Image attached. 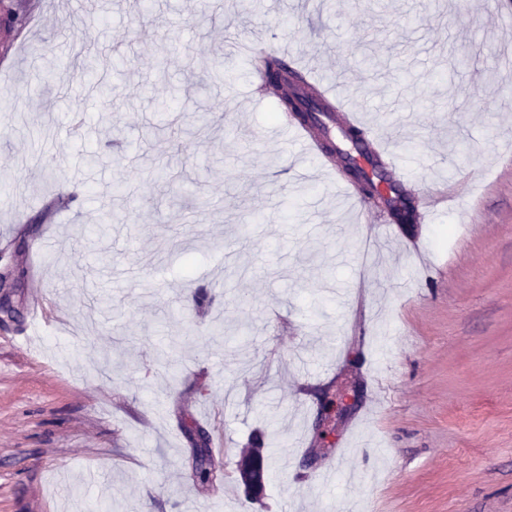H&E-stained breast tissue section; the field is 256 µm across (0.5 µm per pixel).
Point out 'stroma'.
I'll return each instance as SVG.
<instances>
[{
    "instance_id": "obj_1",
    "label": "stroma",
    "mask_w": 512,
    "mask_h": 512,
    "mask_svg": "<svg viewBox=\"0 0 512 512\" xmlns=\"http://www.w3.org/2000/svg\"><path fill=\"white\" fill-rule=\"evenodd\" d=\"M231 2L0 0V512H512V0ZM87 29L125 62L106 99ZM256 43L393 134L415 224L255 138ZM439 179L459 202L429 223ZM82 48L76 54V59H80V66L82 72L88 77L89 81L93 84L97 93L100 96L107 95L111 92L112 86L108 83L103 82L99 76L98 71L100 67V61L97 55H94L91 50L94 46L93 35L84 34L82 37ZM210 439L204 442V448L197 449L198 465L195 468V477L202 487H208L224 480V468H217L212 448H208Z\"/></svg>"
}]
</instances>
